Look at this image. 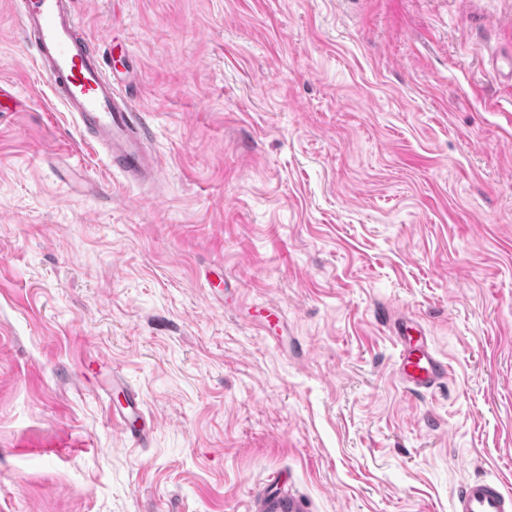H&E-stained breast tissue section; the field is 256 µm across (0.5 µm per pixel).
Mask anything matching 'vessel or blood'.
<instances>
[{"mask_svg":"<svg viewBox=\"0 0 512 512\" xmlns=\"http://www.w3.org/2000/svg\"><path fill=\"white\" fill-rule=\"evenodd\" d=\"M19 26L55 99L78 129L90 132L105 148L109 166L132 183L152 179L159 161L147 147L149 127L135 111L111 54L87 37L73 0H23ZM394 336L401 347L396 376L407 390L427 391L447 379L446 363L431 349L418 322L395 319ZM112 385L124 391L123 403L112 411L113 423L136 443L147 442L152 426L142 415L140 395L120 377H113ZM299 510L298 500L285 492L261 497L255 504V512ZM452 512H512V494L497 481L469 479L460 483Z\"/></svg>","mask_w":512,"mask_h":512,"instance_id":"obj_1","label":"vessel or blood"}]
</instances>
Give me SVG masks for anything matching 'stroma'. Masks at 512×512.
<instances>
[{"mask_svg":"<svg viewBox=\"0 0 512 512\" xmlns=\"http://www.w3.org/2000/svg\"><path fill=\"white\" fill-rule=\"evenodd\" d=\"M74 3L162 172L107 170L0 0V512H253L276 475L303 512L512 491V0ZM402 315L448 362L425 393ZM394 336L401 346L396 376L409 391L432 389L448 379V366L431 349L423 327L409 317L394 321ZM112 387L121 388L125 394L124 403H120V406L115 409L112 408V422L136 443L147 442L152 434V426L142 415L140 395L128 387L118 376H113Z\"/></svg>","mask_w":512,"mask_h":512,"instance_id":"1","label":"stroma"}]
</instances>
